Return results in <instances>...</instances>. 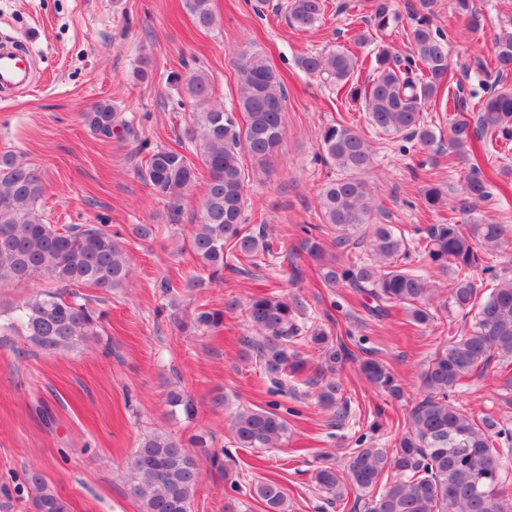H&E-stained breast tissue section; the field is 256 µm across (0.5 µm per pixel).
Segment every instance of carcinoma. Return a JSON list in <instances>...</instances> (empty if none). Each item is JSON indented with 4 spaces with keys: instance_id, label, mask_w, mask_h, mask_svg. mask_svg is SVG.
I'll return each instance as SVG.
<instances>
[{
    "instance_id": "carcinoma-1",
    "label": "carcinoma",
    "mask_w": 512,
    "mask_h": 512,
    "mask_svg": "<svg viewBox=\"0 0 512 512\" xmlns=\"http://www.w3.org/2000/svg\"><path fill=\"white\" fill-rule=\"evenodd\" d=\"M454 11L478 25L472 0H448ZM412 13L410 55L393 58L385 49L371 58L373 79L354 80L358 58L345 51L304 56L298 65L322 75L347 90L351 101L363 100L369 123L376 129L424 146L435 142L425 124L423 108L437 102L442 88L453 83L448 61V34L432 23L435 0H418ZM188 7L199 28L214 24L211 0H189ZM324 0H288V24L309 31L320 23ZM396 20L391 0H371L368 27L356 35L366 43L385 32ZM496 69L512 71V30L495 40ZM238 108L215 104L192 116L183 136L195 143L197 158L207 171L205 194L198 223L192 225L188 246L196 271L183 287L196 288L203 280L224 279V269L241 270L271 260L275 252L267 224L254 230L245 223L246 169L243 156L266 166L278 153L284 134L283 83L257 51L241 53L238 62ZM190 98L209 99L207 75L180 74ZM89 130L100 137L120 138L130 132L108 101L95 103L82 113ZM512 144V88L503 87L486 96L476 120L458 115L448 129V156L466 165L464 192L471 199L491 197V183L482 171L474 148L491 141ZM320 159L340 175L326 182L319 193L323 223L334 230L336 253L327 254L320 238L305 230L303 246L317 262L328 287L348 285L369 295L368 310L380 317L400 304L417 325L433 319L429 310L436 288L430 277L411 267L418 259L441 273H451L444 307L454 314V334L438 348L420 374L421 397L411 406L406 432L388 448L375 445L352 449L343 473L329 466L314 472L316 484L334 492L348 484L361 491L377 490L364 503L365 512H512L502 480L503 459L512 455V429L491 414L476 415L463 408L456 394L467 381L483 377L491 364L500 365L504 379L499 404L512 409V277L502 276L491 263L495 251L512 242V218L493 224H433L414 244L389 224L369 225L373 195L364 174L373 164V149L352 126L331 124L321 131ZM142 182L153 193L181 212L180 201L199 178L195 161L175 148L147 151L139 170ZM45 192L41 170L13 153L0 154V283L48 280L54 286L16 306L0 322V335L23 333L32 345L49 352L69 350L98 335L102 315L92 309L83 286L110 293L125 282L130 268L128 251L109 225L71 224L57 228L42 222L37 204ZM365 248L367 258L356 254ZM486 279V294L479 296L474 274ZM301 304L274 292L253 296L247 307L251 327L264 342L260 360L275 383L304 377L318 387L317 401L326 408L341 400V386L326 377L336 364L349 357L345 344L329 343L322 331H312L297 320ZM197 327L224 325V311L196 308ZM322 349L314 374H306L308 360L294 350L296 343ZM361 372L375 388L393 399L403 395L398 376L383 363L367 359ZM167 405L190 419L193 399L181 390L167 393ZM231 433L239 448H277L288 436V422L271 409L241 408L231 420ZM132 493L141 512H190L199 482L195 459L181 441L164 434L143 438L130 464ZM26 483L35 492L37 512H67L62 499L36 471L26 472ZM265 512H289L287 498L274 480L254 486Z\"/></svg>"
}]
</instances>
